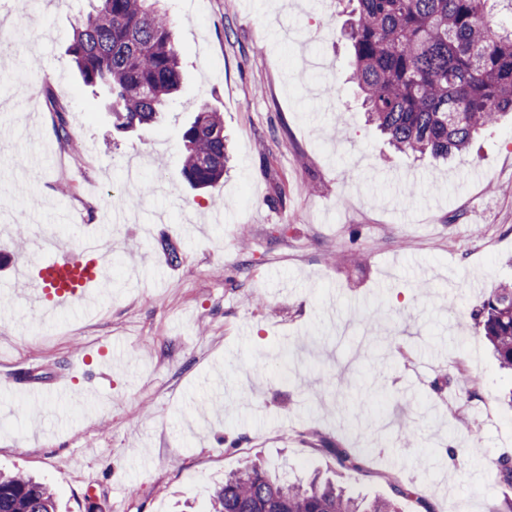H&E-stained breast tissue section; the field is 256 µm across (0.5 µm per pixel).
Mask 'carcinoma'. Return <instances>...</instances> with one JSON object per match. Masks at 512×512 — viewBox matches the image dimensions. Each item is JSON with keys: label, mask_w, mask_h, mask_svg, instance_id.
Returning a JSON list of instances; mask_svg holds the SVG:
<instances>
[{"label": "carcinoma", "mask_w": 512, "mask_h": 512, "mask_svg": "<svg viewBox=\"0 0 512 512\" xmlns=\"http://www.w3.org/2000/svg\"><path fill=\"white\" fill-rule=\"evenodd\" d=\"M158 0H91L68 37L84 82L101 88L113 123L131 129L169 105L182 78L181 54ZM342 35L348 79L367 121L404 154L446 158L512 112V22L496 0H350ZM58 141L69 146L67 109L45 90ZM181 173L198 189L213 186L229 161L221 113L202 108L183 133ZM505 370H512V286L492 289L473 313ZM495 477L512 484V456ZM0 512H57L56 495L22 472L0 471ZM209 512H399L390 498L359 499L330 480L289 482L250 462L224 476Z\"/></svg>", "instance_id": "1"}]
</instances>
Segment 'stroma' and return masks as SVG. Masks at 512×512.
Listing matches in <instances>:
<instances>
[{
    "mask_svg": "<svg viewBox=\"0 0 512 512\" xmlns=\"http://www.w3.org/2000/svg\"><path fill=\"white\" fill-rule=\"evenodd\" d=\"M161 3L182 88L156 123L119 133L67 53L78 0L36 12L0 0V27L21 34L0 48V254L23 260L20 232L36 225L63 247L96 231L112 241L109 293L49 319L0 262V371L63 376L81 395L30 415L0 393V469L39 476L61 512H205L250 460L371 496L409 489L402 512L459 499L512 512L489 468L512 456V372L472 318L512 285V117L449 161L405 155L347 81L344 0ZM316 27L321 40L304 43ZM29 58L79 151L57 141ZM203 104L221 112L232 161L196 191L180 155ZM132 161L153 183L134 200ZM218 203L227 221L208 223ZM153 223L177 239V268L153 262ZM452 447L465 451L453 468Z\"/></svg>",
    "mask_w": 512,
    "mask_h": 512,
    "instance_id": "1",
    "label": "stroma"
}]
</instances>
